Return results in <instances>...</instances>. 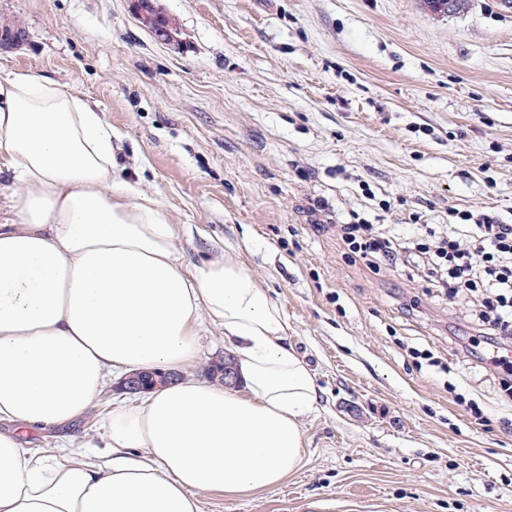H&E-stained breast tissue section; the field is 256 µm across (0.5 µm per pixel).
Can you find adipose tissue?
<instances>
[{
  "mask_svg": "<svg viewBox=\"0 0 512 512\" xmlns=\"http://www.w3.org/2000/svg\"><path fill=\"white\" fill-rule=\"evenodd\" d=\"M116 168L111 130L72 88L0 77V173L19 184L0 224V421L62 426L112 373L185 368L205 318L242 386L151 391L113 409L105 452L63 461L0 431V512H199L197 492L274 488L302 465L317 387L282 308L233 255L184 272L173 225Z\"/></svg>",
  "mask_w": 512,
  "mask_h": 512,
  "instance_id": "adipose-tissue-1",
  "label": "adipose tissue"
}]
</instances>
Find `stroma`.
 Returning <instances> with one entry per match:
<instances>
[{"label":"stroma","mask_w":512,"mask_h":512,"mask_svg":"<svg viewBox=\"0 0 512 512\" xmlns=\"http://www.w3.org/2000/svg\"><path fill=\"white\" fill-rule=\"evenodd\" d=\"M0 0L25 32L0 77L33 72L90 102L119 175L155 199L185 268L229 253L282 307L318 399L304 461L280 486L200 512H512V405L470 353L465 306L344 245L353 215L408 234L449 211L512 220V13L469 0ZM436 348L446 371L406 346ZM456 393L476 399L471 424ZM90 407L23 448L100 443ZM137 3V17L140 23L148 28L157 39L169 42L173 39V32L169 26H163L159 22V17L153 10L151 1L138 0Z\"/></svg>","instance_id":"stroma-1"}]
</instances>
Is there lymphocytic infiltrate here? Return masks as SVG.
<instances>
[{"label":"lymphocytic infiltrate","instance_id":"f902f5d3","mask_svg":"<svg viewBox=\"0 0 512 512\" xmlns=\"http://www.w3.org/2000/svg\"><path fill=\"white\" fill-rule=\"evenodd\" d=\"M349 252L419 279L441 296L477 298L479 334L489 337L479 361L498 377L501 393L512 400V224L466 212L453 230L416 225L391 237L373 224H348L342 236Z\"/></svg>","mask_w":512,"mask_h":512}]
</instances>
